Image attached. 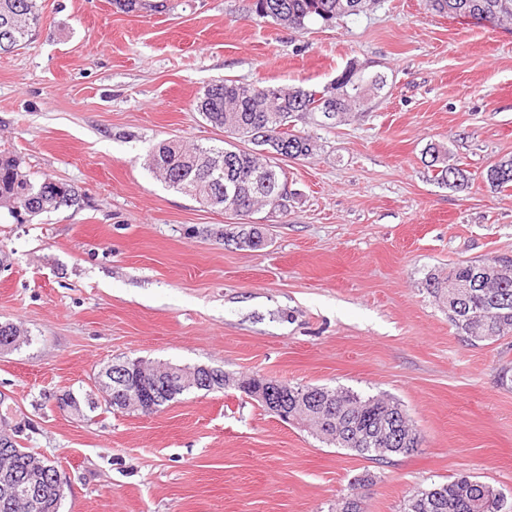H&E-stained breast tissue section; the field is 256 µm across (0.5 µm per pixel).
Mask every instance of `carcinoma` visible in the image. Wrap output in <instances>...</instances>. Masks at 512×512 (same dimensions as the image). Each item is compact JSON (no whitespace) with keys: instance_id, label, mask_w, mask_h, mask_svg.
Instances as JSON below:
<instances>
[{"instance_id":"carcinoma-1","label":"carcinoma","mask_w":512,"mask_h":512,"mask_svg":"<svg viewBox=\"0 0 512 512\" xmlns=\"http://www.w3.org/2000/svg\"><path fill=\"white\" fill-rule=\"evenodd\" d=\"M126 12H162L167 0H114ZM432 10L450 18L485 20L491 26L512 24V0H428ZM367 0H254L256 16L302 30L311 21L333 24L359 14ZM41 22L37 0H0V54L12 53L29 41L32 29ZM337 86L329 91L284 89L260 84L243 85L231 79L208 84L194 109L211 126L227 137L248 141L254 148L241 149L224 142L222 146L186 147L171 140L158 145L148 155V169L161 176L169 188L207 204L215 188L233 182L238 193L219 207L235 216L248 217L263 207L282 206L281 192L286 176L266 155L298 160L316 154L314 136L300 130L296 122L307 114L323 117V124L335 122L381 81H367L360 71L345 68L336 76ZM425 153L436 168L435 180L458 192L469 188L466 170L448 164V148L430 143ZM492 188H512V156H504L483 171ZM79 203L78 195L66 183L50 177L32 180L21 170L20 161L0 155V209L11 216L21 212L39 215ZM241 234L249 249H258L264 234L258 224H237L226 232ZM427 289L448 310V322L468 344L494 342L512 336V257L462 263L446 276L432 274ZM330 409L324 421L300 419V425L327 445L344 448L357 455L384 461L407 455L420 444V434L402 404L394 398L363 396L347 388L288 385V405L311 406L318 398ZM394 419L401 443L391 442L384 423ZM12 456L17 473L25 472L36 452L15 444ZM374 484L370 474L355 480L354 492L339 503L340 512H364L360 489ZM400 512H512V500L493 486L460 477L418 490L404 499Z\"/></svg>"}]
</instances>
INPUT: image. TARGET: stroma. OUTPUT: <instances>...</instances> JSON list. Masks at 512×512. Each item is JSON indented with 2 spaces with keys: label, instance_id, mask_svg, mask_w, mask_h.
Segmentation results:
<instances>
[{
  "label": "stroma",
  "instance_id": "stroma-1",
  "mask_svg": "<svg viewBox=\"0 0 512 512\" xmlns=\"http://www.w3.org/2000/svg\"><path fill=\"white\" fill-rule=\"evenodd\" d=\"M253 0H38L25 48L0 55V153L80 201L0 217V322L30 337L0 353V392L54 457L60 512H335L363 473L365 512L467 476L512 497V337L464 343L425 285L512 255V189L482 171L512 155V28L453 20L427 0H371L297 31ZM351 63L381 77L345 122L299 121L320 148L283 160L288 205L261 211L265 244L225 242L235 215L166 186L148 152L222 130L193 103L215 80L314 89ZM443 143L468 190L437 184ZM204 365L240 378L345 387L399 400L422 441L372 461L327 446L235 389L179 396L150 416L61 410L96 396L112 362Z\"/></svg>",
  "mask_w": 512,
  "mask_h": 512
}]
</instances>
